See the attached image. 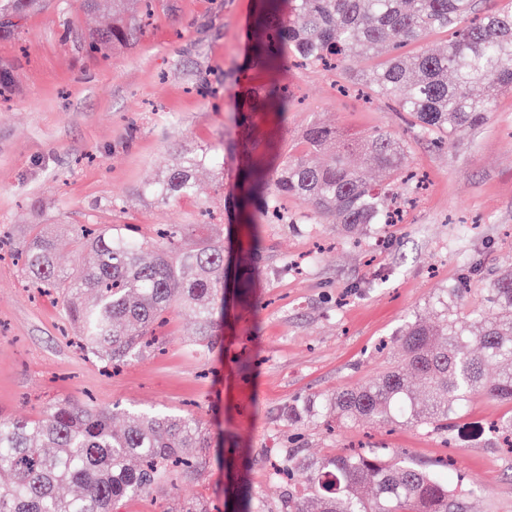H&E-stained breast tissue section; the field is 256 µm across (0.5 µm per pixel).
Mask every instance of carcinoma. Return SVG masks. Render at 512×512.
Masks as SVG:
<instances>
[{
    "label": "carcinoma",
    "mask_w": 512,
    "mask_h": 512,
    "mask_svg": "<svg viewBox=\"0 0 512 512\" xmlns=\"http://www.w3.org/2000/svg\"><path fill=\"white\" fill-rule=\"evenodd\" d=\"M41 3L0 0V33L16 31ZM110 3L112 26L90 42L97 50L142 36L139 23L125 14V0ZM256 24L264 32L254 45L256 59L281 65L285 44L304 63L345 68L389 49L366 84L411 118L417 136L439 146L483 126L498 95L512 92V7L481 13L477 0H264ZM448 31L452 36L439 53L427 47L398 53ZM475 85L482 93H473ZM289 107L281 85L246 94L249 113H285ZM303 143L306 150L297 157L284 154L270 168L242 172L237 207L247 215L252 241L259 242V225L280 222L282 197L306 202L315 220L336 216L349 234L365 235L371 225L388 223L395 190L409 185L404 139L381 130L343 139L332 127L312 124ZM355 154L361 163L350 162ZM202 166L222 170L224 155L205 148L183 157L144 191L163 201L191 196ZM371 170L384 179L369 180ZM69 229L78 252L71 269H58L56 238L36 224L18 243L21 273L27 287L60 300L87 356L116 369L145 354L157 342L155 326L177 305L193 315L199 348L213 349L224 312L223 237L199 224L180 225L159 240L127 224ZM182 234L197 236L196 246L179 247ZM87 292L93 301L85 299ZM484 303L467 321L446 304L435 325L408 320L399 333L398 360L375 380L292 408L288 418L329 413L344 422L399 420L441 430L476 393L512 404V267L491 279ZM114 411L61 399L34 419L0 418V512H112L121 499L169 488L175 474L205 469L206 455L188 454L211 447V432L200 419L126 407L127 421L116 429ZM296 470L308 474L306 496L314 508L307 510L290 487L279 512H464L458 485L405 458L387 461L374 452L290 457L276 475L290 480ZM64 484L79 492L60 496ZM230 497L228 512H254L242 488H232Z\"/></svg>",
    "instance_id": "carcinoma-1"
}]
</instances>
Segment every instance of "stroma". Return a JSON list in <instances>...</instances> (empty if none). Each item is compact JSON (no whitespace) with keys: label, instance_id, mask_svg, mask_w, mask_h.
Returning <instances> with one entry per match:
<instances>
[{"label":"stroma","instance_id":"obj_1","mask_svg":"<svg viewBox=\"0 0 512 512\" xmlns=\"http://www.w3.org/2000/svg\"><path fill=\"white\" fill-rule=\"evenodd\" d=\"M259 0H152L143 36L107 54L85 39L112 21L107 0H48L19 29L0 36V229L15 237L52 225L57 263L71 267L70 224H134L151 238L162 224H197L224 215L247 166L278 150L300 155L306 127L335 126L349 138L381 129L408 142L406 169L425 187L400 224H380L375 246L345 236L335 218L308 224L301 201L287 203L293 223L267 224L262 244L231 234L236 274L254 272L252 298L227 301L212 352L196 353L191 316L171 310L160 349L107 376L69 346L72 328L54 296L25 288L11 256L0 258V416L34 418L50 402L93 399L191 414L223 433L221 463L177 478L163 492L117 502L113 512H171L182 500L224 508V465L248 487L260 512H273L284 490L269 460L300 437L306 458L353 448L406 452L417 465L474 488L470 512H512V453L468 426L486 424L512 406L474 395L453 430L399 422L289 421L287 408L374 380L396 359L395 334L412 316L436 321L438 296L460 280L468 292L460 317L482 308L485 290L512 266V93L490 121L443 148L413 137L386 99L356 85L364 65L340 91L319 67L253 65L250 46ZM287 85L286 117L247 115L242 90ZM219 148L223 173L196 174L195 195L162 203L145 194L176 157ZM376 237V238H377Z\"/></svg>","mask_w":512,"mask_h":512}]
</instances>
